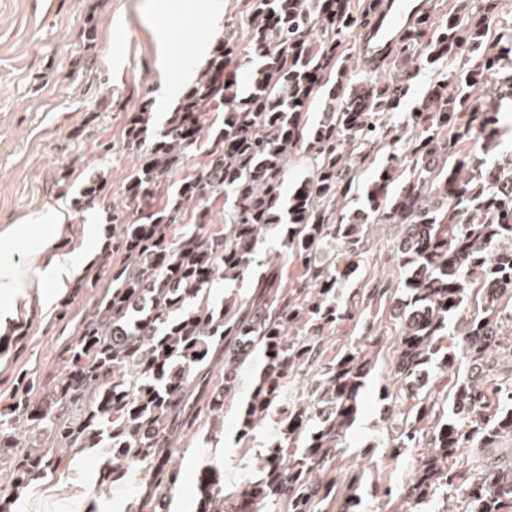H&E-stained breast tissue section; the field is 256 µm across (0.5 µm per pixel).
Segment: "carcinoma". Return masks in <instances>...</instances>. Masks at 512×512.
<instances>
[{
  "label": "carcinoma",
  "instance_id": "1",
  "mask_svg": "<svg viewBox=\"0 0 512 512\" xmlns=\"http://www.w3.org/2000/svg\"><path fill=\"white\" fill-rule=\"evenodd\" d=\"M238 2L250 50L242 51L236 30L226 31L160 130L149 132L146 108L129 123V144L144 147L127 184L136 208L105 245L125 262L109 273L49 399L34 401L35 382L27 379L0 411L11 490L55 474L62 448H101L106 459L96 485L146 477L164 488L154 510L167 512L178 472L164 449L174 447L180 427L223 415L238 373L259 347L265 365L240 409V437L248 440L270 419L272 442L242 494L268 512H322L336 493L329 478L335 449L375 366L370 350L353 346L320 361L324 333L353 317V308L379 304L393 311L399 338L393 404L403 419L391 454L427 449L400 492L404 512L452 488L461 493L460 512H512V154L494 158L488 126L495 113L473 105L474 93L496 74V49L512 18L502 0L448 10L432 3L388 53L364 60L353 47L377 24L383 0H345L334 14L325 0ZM232 61L250 70L243 94L215 81ZM423 71L430 83L396 118ZM313 102L321 107L316 123L308 118ZM218 104L224 117L210 130L203 168L182 179L163 208L147 206L152 188L197 147L203 118ZM231 141L241 149L227 150ZM378 154L362 207L338 211L339 199L357 186L359 167ZM295 155L307 157L309 176L285 200L281 186ZM100 188L92 177L77 204L95 202ZM219 196L224 225L215 228L206 202ZM191 210L194 223H183ZM282 223L284 253L298 266V286L289 293L283 265L258 275L254 269L264 232ZM377 224L400 226L392 252L404 278L393 289L372 279L352 292V307H339L336 289L350 279V259L366 252L367 227ZM334 244L340 261L317 263ZM247 276L254 278L251 298L211 296L215 279ZM488 282L494 287H484ZM450 326L457 354L442 366L462 377L443 403L417 376L438 359ZM306 365L315 374L296 393L291 382ZM21 429H44L54 444L26 448ZM463 448L476 452L460 471ZM198 512H224L214 471L201 480Z\"/></svg>",
  "mask_w": 512,
  "mask_h": 512
}]
</instances>
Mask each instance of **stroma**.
<instances>
[{
    "label": "stroma",
    "mask_w": 512,
    "mask_h": 512,
    "mask_svg": "<svg viewBox=\"0 0 512 512\" xmlns=\"http://www.w3.org/2000/svg\"><path fill=\"white\" fill-rule=\"evenodd\" d=\"M91 27L97 35L89 41ZM217 42L207 14L188 0H0V248L13 249L4 231L18 217L58 199L73 203L87 173L94 172L104 183L101 196L72 209L71 230L58 247L80 257L99 252L102 238L89 234L98 208L111 215L128 212L127 177L139 158L126 139L130 118L147 106L151 129L161 128ZM475 98L480 111L497 115L500 152H512V44H502L494 81ZM398 234L392 224L377 229L358 278L390 274ZM93 311L88 292L57 299L47 311L37 302L19 307L0 296V312L11 313L14 323L0 334V407L11 402L23 375L40 376L46 388L64 375L66 349ZM365 319L379 338L377 363L361 390L357 419L337 450L335 470L341 481L352 471L365 474L355 512H394L399 497L377 495L374 488L399 490L420 451L412 448L396 459L390 453L400 420L389 412L386 396L398 342L388 309L359 310L338 322L326 336L325 351L331 358L354 343ZM264 364L263 353H255L223 418L178 433L177 512H197L199 476L209 467L224 483V512H256L240 488L255 475L271 435L261 429L240 445L236 407ZM102 462L95 448L66 456L53 477L12 500V512H149L159 492L143 478L96 488Z\"/></svg>",
    "instance_id": "35a3bbf8"
}]
</instances>
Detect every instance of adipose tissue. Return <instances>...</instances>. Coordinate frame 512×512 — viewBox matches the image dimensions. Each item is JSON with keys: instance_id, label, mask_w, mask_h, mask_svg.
<instances>
[{"instance_id": "ef3b65f1", "label": "adipose tissue", "mask_w": 512, "mask_h": 512, "mask_svg": "<svg viewBox=\"0 0 512 512\" xmlns=\"http://www.w3.org/2000/svg\"><path fill=\"white\" fill-rule=\"evenodd\" d=\"M70 221L68 203L59 200L28 211L13 223L9 232L19 248L0 250V293L19 299L29 290L37 293L48 309L69 291L79 265L74 254L57 250L56 242Z\"/></svg>"}]
</instances>
